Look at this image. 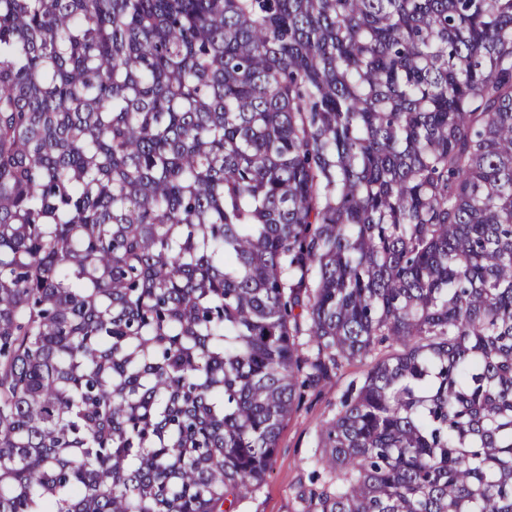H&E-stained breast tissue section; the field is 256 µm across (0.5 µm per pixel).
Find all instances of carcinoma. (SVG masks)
<instances>
[{
	"label": "carcinoma",
	"instance_id": "carcinoma-1",
	"mask_svg": "<svg viewBox=\"0 0 512 512\" xmlns=\"http://www.w3.org/2000/svg\"><path fill=\"white\" fill-rule=\"evenodd\" d=\"M512 512V0H0V512ZM369 365L370 359L344 364L325 385L306 390L301 408L284 423L265 483L242 504L243 512H295L293 493L300 483L309 484L315 469L308 458L317 448L320 425L336 415L348 389L362 385Z\"/></svg>",
	"mask_w": 512,
	"mask_h": 512
}]
</instances>
